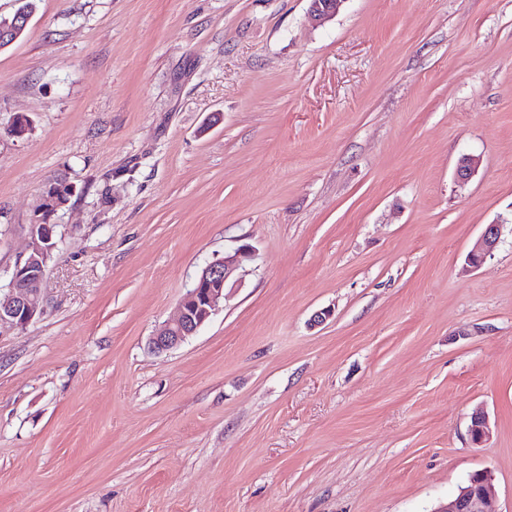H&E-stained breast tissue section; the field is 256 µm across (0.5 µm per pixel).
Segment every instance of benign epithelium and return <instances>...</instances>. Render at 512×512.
Returning <instances> with one entry per match:
<instances>
[{
	"label": "benign epithelium",
	"instance_id": "benign-epithelium-1",
	"mask_svg": "<svg viewBox=\"0 0 512 512\" xmlns=\"http://www.w3.org/2000/svg\"><path fill=\"white\" fill-rule=\"evenodd\" d=\"M345 0H310V15L324 23L338 13ZM34 5L15 10L9 15L0 14V50L15 43L27 30ZM477 161L472 157L459 160L455 171L456 181L464 185L472 178ZM74 188L67 182H50L42 194L38 214L28 225V248L15 262L9 284L0 289V330L20 329L43 314L44 303L41 284L48 263L58 250L55 225L51 217L63 205V199L72 195ZM502 225L489 224L466 256L467 264L478 266L492 256L501 238ZM252 257V247L238 246L233 252L208 263L187 289L181 300L177 316L164 323L149 340V348L156 353L172 350L194 336L221 307L227 294L228 281L240 280L246 273L245 262ZM491 427L488 414L481 408L471 416L470 435L479 445L489 438ZM493 495L490 476L476 472L456 497L442 505L436 512H488Z\"/></svg>",
	"mask_w": 512,
	"mask_h": 512
}]
</instances>
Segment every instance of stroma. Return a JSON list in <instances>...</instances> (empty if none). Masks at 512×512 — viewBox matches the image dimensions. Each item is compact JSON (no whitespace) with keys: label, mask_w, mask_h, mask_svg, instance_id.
I'll return each mask as SVG.
<instances>
[{"label":"stroma","mask_w":512,"mask_h":512,"mask_svg":"<svg viewBox=\"0 0 512 512\" xmlns=\"http://www.w3.org/2000/svg\"><path fill=\"white\" fill-rule=\"evenodd\" d=\"M61 178L45 310L0 332V512H435L477 471L512 512V0H37L0 50V269ZM503 224H489L480 235L479 239L468 252L466 256L467 264L471 266H478L487 257H491L497 248L502 231ZM249 244L238 246L232 253L208 263L188 288L181 300L177 316L164 323L149 340L156 353L172 350L194 336L221 307L227 294L226 284L240 280L247 272L245 261L252 257Z\"/></svg>","instance_id":"stroma-1"}]
</instances>
